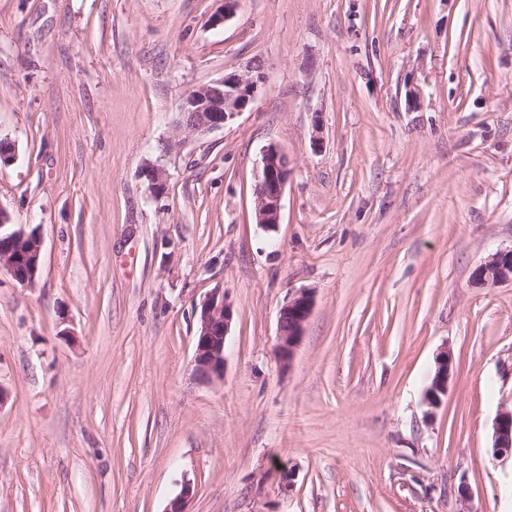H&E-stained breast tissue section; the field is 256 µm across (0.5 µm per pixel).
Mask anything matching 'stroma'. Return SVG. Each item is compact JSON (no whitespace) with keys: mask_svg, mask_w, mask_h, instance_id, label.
<instances>
[{"mask_svg":"<svg viewBox=\"0 0 512 512\" xmlns=\"http://www.w3.org/2000/svg\"><path fill=\"white\" fill-rule=\"evenodd\" d=\"M0 0V512H512V0ZM265 83L197 137L178 108ZM321 146H313L314 135ZM291 175L274 231L256 170ZM168 173L153 196L142 174ZM314 307L289 368L288 295ZM234 306L224 378L198 310ZM448 394L429 407L436 355ZM292 473L282 490L281 470ZM263 83V74L254 70L247 75L224 76L190 92L179 107V127L191 136L223 129L245 112ZM290 174L288 155L277 144L267 145L255 185L256 221L267 231L275 230L280 223L282 196ZM0 268L6 270L20 283H34L40 268L42 241L36 234L26 233L22 228L11 230L2 235L5 224V213L0 210ZM26 243L24 251L20 246ZM17 246V248H16ZM17 249V250H16ZM29 267L30 271L26 268ZM25 271V274L21 270ZM30 278L32 283H30ZM475 277L484 284L512 282V248L492 254L475 272ZM233 315V306L224 293L212 295L201 304L194 362L198 373L207 380L224 377V351ZM493 453L512 458V409L501 411L493 424Z\"/></svg>","mask_w":512,"mask_h":512,"instance_id":"obj_1","label":"stroma"}]
</instances>
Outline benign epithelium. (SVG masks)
Wrapping results in <instances>:
<instances>
[{
    "instance_id": "benign-epithelium-1",
    "label": "benign epithelium",
    "mask_w": 512,
    "mask_h": 512,
    "mask_svg": "<svg viewBox=\"0 0 512 512\" xmlns=\"http://www.w3.org/2000/svg\"><path fill=\"white\" fill-rule=\"evenodd\" d=\"M263 83L264 76L257 70L247 75L231 74L190 92L179 107V127L191 136H204L234 123L254 101ZM290 174L288 155L277 144L267 145L257 173L255 194L256 221L268 231L280 224L282 196ZM143 176L153 195L164 193L168 178L164 168L150 165ZM41 253L42 241L35 234L21 228L0 234V268H6L22 284L36 279ZM475 277L485 284L512 281V248L492 254L478 267ZM312 309L313 297L302 289L289 295L280 310L276 355L285 368L294 360ZM233 315V306L222 294H215L201 304L194 362L198 373L207 380L224 377V351ZM451 368L452 354L445 347L437 354L436 371L425 394L430 406L440 405L447 395ZM493 453L512 456V410L501 411L494 421ZM191 497L192 486L186 480L167 512H187L186 504Z\"/></svg>"
}]
</instances>
